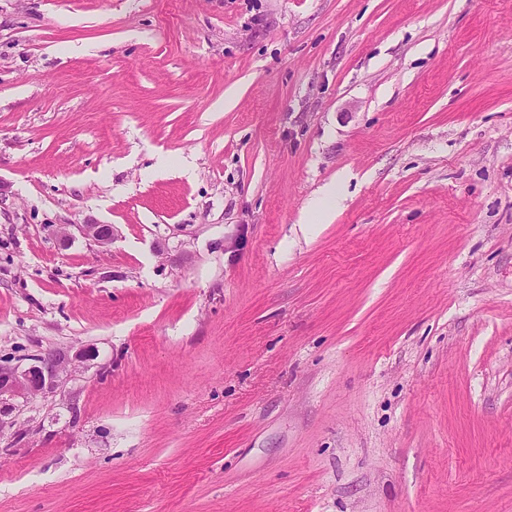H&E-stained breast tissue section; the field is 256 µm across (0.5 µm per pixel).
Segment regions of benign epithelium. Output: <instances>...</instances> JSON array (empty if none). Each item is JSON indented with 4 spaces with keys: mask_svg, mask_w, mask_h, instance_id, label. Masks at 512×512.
<instances>
[{
    "mask_svg": "<svg viewBox=\"0 0 512 512\" xmlns=\"http://www.w3.org/2000/svg\"><path fill=\"white\" fill-rule=\"evenodd\" d=\"M75 228L83 237L92 240L101 248L112 244L114 227L110 224L87 223L62 224L59 227L60 241L67 242ZM72 359L64 352H47L31 358L28 364L0 366V417L10 414L14 401L18 398L30 399L39 394L56 389L63 375L68 372Z\"/></svg>",
    "mask_w": 512,
    "mask_h": 512,
    "instance_id": "1",
    "label": "benign epithelium"
}]
</instances>
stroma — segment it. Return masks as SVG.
Segmentation results:
<instances>
[{"mask_svg": "<svg viewBox=\"0 0 512 512\" xmlns=\"http://www.w3.org/2000/svg\"><path fill=\"white\" fill-rule=\"evenodd\" d=\"M80 349L0 512H512V0H0V364ZM75 228L83 237L92 240L101 248L112 243L114 227L110 224L87 223V224H62L59 227L58 236L63 243L67 242L72 233L70 228Z\"/></svg>", "mask_w": 512, "mask_h": 512, "instance_id": "1", "label": "stroma"}]
</instances>
